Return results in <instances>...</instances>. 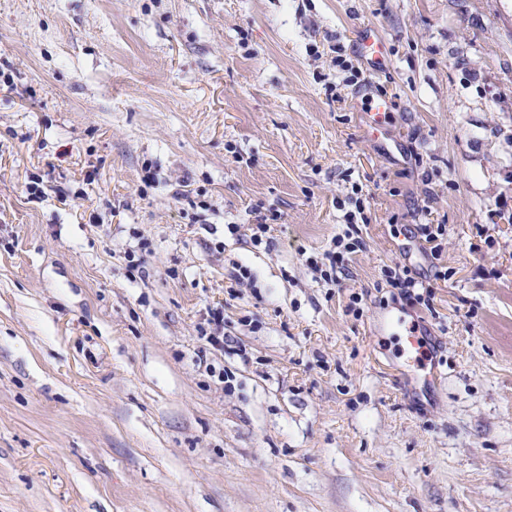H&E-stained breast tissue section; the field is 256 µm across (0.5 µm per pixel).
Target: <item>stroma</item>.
<instances>
[{"mask_svg":"<svg viewBox=\"0 0 512 512\" xmlns=\"http://www.w3.org/2000/svg\"><path fill=\"white\" fill-rule=\"evenodd\" d=\"M0 512H512V0H0ZM360 57L369 69L381 70L388 66L385 42L373 27H364L357 34Z\"/></svg>","mask_w":512,"mask_h":512,"instance_id":"1","label":"stroma"}]
</instances>
